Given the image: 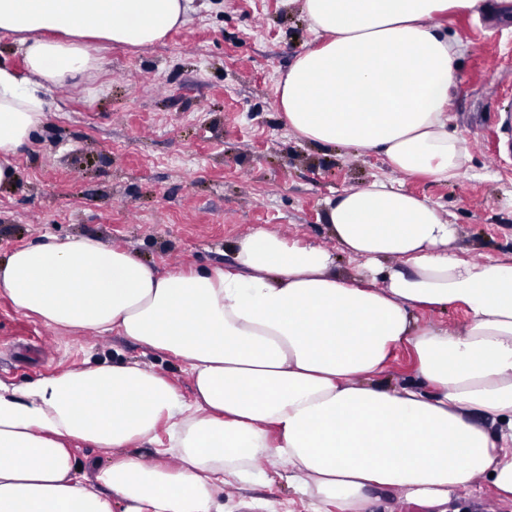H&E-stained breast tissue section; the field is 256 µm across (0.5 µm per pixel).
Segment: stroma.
Instances as JSON below:
<instances>
[{
    "mask_svg": "<svg viewBox=\"0 0 512 512\" xmlns=\"http://www.w3.org/2000/svg\"><path fill=\"white\" fill-rule=\"evenodd\" d=\"M463 53L449 128L469 146L453 183L405 177L382 155L297 137L274 105L277 82L316 38L284 0H194L185 22L142 47L102 43V69L55 94L46 123L0 186V258L44 235L89 236L159 271L229 265L233 243L262 228L336 248L326 202L386 179L426 198L457 228L467 260L512 253V5L444 14ZM141 362L183 395L179 359L115 333L45 325L0 296V380L21 385L84 363ZM279 478L225 488L226 512L262 498L285 512Z\"/></svg>",
    "mask_w": 512,
    "mask_h": 512,
    "instance_id": "stroma-1",
    "label": "stroma"
}]
</instances>
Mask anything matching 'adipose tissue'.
<instances>
[{
    "label": "adipose tissue",
    "instance_id": "1",
    "mask_svg": "<svg viewBox=\"0 0 512 512\" xmlns=\"http://www.w3.org/2000/svg\"><path fill=\"white\" fill-rule=\"evenodd\" d=\"M484 0H301L319 43L275 88L288 128L319 146L374 150L406 177L453 182L471 159L448 129L460 44L435 17ZM190 0H0V185L62 87L101 69L95 41L147 46ZM358 268L326 247L253 230L227 267L164 273L92 237L44 236L0 261L16 311L71 330L114 332L183 361L185 397L139 363L89 364L17 386L0 381V512H219L224 486L268 484L258 459L308 512H370L400 493L425 512L477 498L490 477L512 502V255L450 252L457 228L425 199L377 179L327 203ZM469 316L433 330L420 313ZM408 347L417 382L391 386ZM166 446H159L158 429ZM142 442L157 458L122 455ZM112 451L94 484L70 444ZM178 457L177 467L165 456Z\"/></svg>",
    "mask_w": 512,
    "mask_h": 512
}]
</instances>
